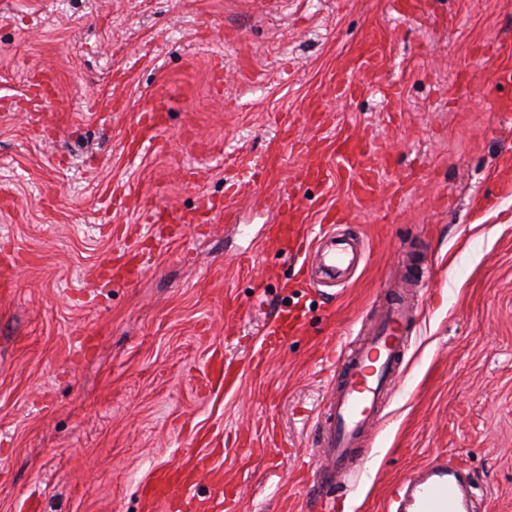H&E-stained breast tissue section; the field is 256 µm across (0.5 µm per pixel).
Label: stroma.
Listing matches in <instances>:
<instances>
[{"instance_id": "1", "label": "stroma", "mask_w": 512, "mask_h": 512, "mask_svg": "<svg viewBox=\"0 0 512 512\" xmlns=\"http://www.w3.org/2000/svg\"><path fill=\"white\" fill-rule=\"evenodd\" d=\"M382 68L331 99L360 43ZM56 93L29 99L32 73ZM512 0H0V512H146L158 470L212 451L239 512H319L326 364L361 338L404 266L429 292L404 372L337 512H383L389 486L461 460L478 512H512ZM164 100L151 141L140 113ZM330 110L314 124L310 109ZM68 115L66 123L57 113ZM372 143V207L351 220L368 262L336 295L303 290L263 247L284 182L316 223L346 184L298 182L331 144ZM237 221L207 222L205 200ZM176 216L165 241L144 210ZM151 254L131 282L107 262ZM305 329L244 363L264 314ZM239 387L207 385L214 354Z\"/></svg>"}]
</instances>
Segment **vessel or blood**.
Instances as JSON below:
<instances>
[{"label":"vessel or blood","mask_w":512,"mask_h":512,"mask_svg":"<svg viewBox=\"0 0 512 512\" xmlns=\"http://www.w3.org/2000/svg\"><path fill=\"white\" fill-rule=\"evenodd\" d=\"M377 52L372 45L359 48L355 63L337 72L332 80L336 94H354L358 71L377 67ZM336 170L349 175V200L372 203L377 186L373 177L372 152L358 141H342L335 150ZM279 224L270 226L269 245L285 259L302 263L312 283L348 280L365 260L364 243L357 234L347 233L348 207L343 203L325 207L319 230L310 233L299 223L295 196L286 187L277 190ZM416 282L396 290L372 321L367 336L345 342L336 354L331 389L318 414V448L321 463L319 481L324 491L344 494L350 483L365 469L366 459L358 450L377 427L388 396L402 372L406 330L412 318ZM299 322L286 321L282 310L267 316L258 337L248 352L249 362H264L288 333L299 331ZM212 382L225 390L238 387L239 369L213 357L207 366ZM467 478L452 468L448 460L430 463L405 478L386 499L387 512H470ZM196 483L178 467L158 470L142 489L149 502L166 503L170 512H189L196 496Z\"/></svg>","instance_id":"b4317fda"}]
</instances>
